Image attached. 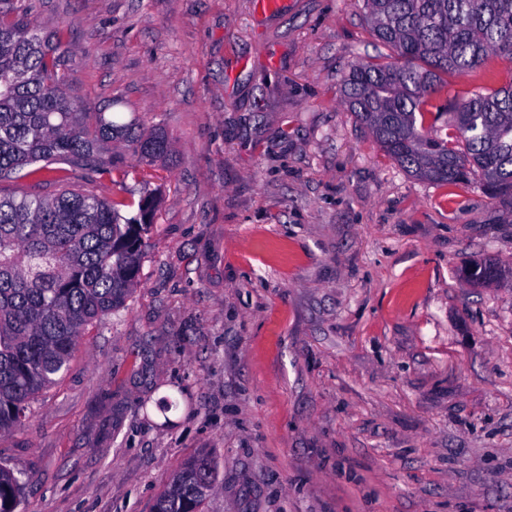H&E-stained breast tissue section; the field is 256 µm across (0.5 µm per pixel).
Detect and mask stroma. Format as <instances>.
Here are the masks:
<instances>
[{"label": "stroma", "mask_w": 512, "mask_h": 512, "mask_svg": "<svg viewBox=\"0 0 512 512\" xmlns=\"http://www.w3.org/2000/svg\"><path fill=\"white\" fill-rule=\"evenodd\" d=\"M281 2L0 0L63 29L74 103L172 145L116 144L128 177L88 187L162 202L127 309L0 437L27 512H153L209 449L202 512H512V210L411 176L349 111L384 51L360 0ZM510 81L493 56L440 102ZM484 259L504 278L466 280Z\"/></svg>", "instance_id": "35a3bbf8"}]
</instances>
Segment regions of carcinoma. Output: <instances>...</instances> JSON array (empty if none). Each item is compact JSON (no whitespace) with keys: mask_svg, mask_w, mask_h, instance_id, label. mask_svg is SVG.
I'll return each mask as SVG.
<instances>
[{"mask_svg":"<svg viewBox=\"0 0 512 512\" xmlns=\"http://www.w3.org/2000/svg\"><path fill=\"white\" fill-rule=\"evenodd\" d=\"M376 40L401 62L378 58L344 80L348 109L384 155L437 186L476 182L512 208V83L451 105L444 135L428 134L435 97L448 77L491 56L512 61V0H362ZM61 32L45 34L29 15L0 11V183L58 184L52 195L0 196V436L23 429L34 397L50 388L81 336L126 307L160 204L137 212L77 186L126 173L109 144L123 140L147 162L169 155L158 129L119 123L117 101L81 112L64 90L77 54ZM476 284L502 278L474 262ZM20 472L0 466V512H19ZM220 480L215 451L185 459L155 501L160 512H201Z\"/></svg>","mask_w":512,"mask_h":512,"instance_id":"1","label":"carcinoma"}]
</instances>
